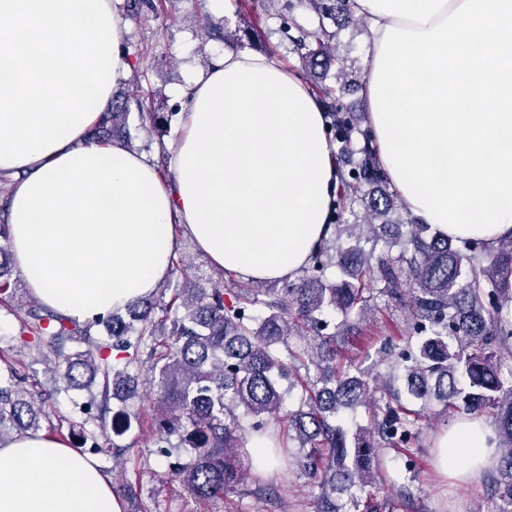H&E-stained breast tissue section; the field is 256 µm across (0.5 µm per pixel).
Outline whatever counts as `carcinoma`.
I'll use <instances>...</instances> for the list:
<instances>
[{
  "label": "carcinoma",
  "mask_w": 512,
  "mask_h": 512,
  "mask_svg": "<svg viewBox=\"0 0 512 512\" xmlns=\"http://www.w3.org/2000/svg\"><path fill=\"white\" fill-rule=\"evenodd\" d=\"M280 6L282 40L298 68L313 78L336 145L340 180L329 225L332 235L294 280L275 288L263 281L225 279L172 289L157 302L127 305L74 322L35 299L16 308L9 224H0V303L20 323L22 345L53 357L64 389L100 394L80 407L81 447L110 453L109 436L130 429V414L107 419L108 401L147 356L160 397L149 455L166 462L164 477L201 502L239 495L266 459L247 449L257 437L296 448L290 464L311 479L316 512H340L336 491L355 490L354 512H387L377 497L383 449L419 444L431 402L443 411L493 415L499 452L493 488L499 512H512V240L495 247L479 239L452 241L431 224L400 213L402 204L382 164L368 119L344 103L363 79L344 71L339 33L358 23L353 0H260ZM334 78L336 84L326 81ZM127 115L112 102L91 131L106 141ZM398 308L407 335L384 339L387 376L364 380L353 361L336 364V341L356 311ZM100 326L113 342H97ZM71 341L87 349L66 354ZM368 408L369 423L348 425L346 410ZM64 422L28 382L21 365L0 360V443Z\"/></svg>",
  "instance_id": "carcinoma-1"
}]
</instances>
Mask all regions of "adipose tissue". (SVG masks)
Here are the masks:
<instances>
[{
  "label": "adipose tissue",
  "instance_id": "obj_1",
  "mask_svg": "<svg viewBox=\"0 0 512 512\" xmlns=\"http://www.w3.org/2000/svg\"><path fill=\"white\" fill-rule=\"evenodd\" d=\"M362 89L402 206L448 238H512V0H355ZM113 0H0V172L31 293L84 323L168 277L176 237L244 281L291 280L329 237L338 174L323 107L273 56L225 53L186 93L175 172L88 131L130 68ZM494 429L465 419L437 469L469 482ZM0 512H121L98 464L43 432L0 446Z\"/></svg>",
  "mask_w": 512,
  "mask_h": 512
}]
</instances>
